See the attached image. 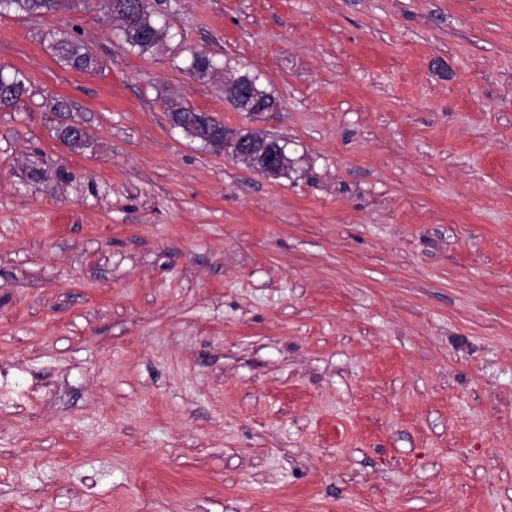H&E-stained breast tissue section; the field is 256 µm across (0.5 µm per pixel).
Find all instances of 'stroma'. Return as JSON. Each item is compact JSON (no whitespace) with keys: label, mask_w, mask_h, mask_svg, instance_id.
Listing matches in <instances>:
<instances>
[{"label":"stroma","mask_w":512,"mask_h":512,"mask_svg":"<svg viewBox=\"0 0 512 512\" xmlns=\"http://www.w3.org/2000/svg\"><path fill=\"white\" fill-rule=\"evenodd\" d=\"M150 3L146 54L92 4L0 14V512H512V0ZM57 34L51 33V48L58 53L65 66L77 70H88L93 67L96 60L85 43L79 39L69 37L62 33L59 39ZM4 68H0V111L5 109H16L22 96L26 95L24 79L18 74L12 77L3 74ZM170 119L175 127L182 129L189 137L200 140L204 145L210 146L207 142V135L213 133L220 135L229 134L224 124L211 116H202L199 111L183 106L175 105L170 108ZM232 131V130H230ZM281 141L261 135V138L253 142H237L234 139L225 140L224 147L232 149V154L237 159H247L250 167L257 172L270 176L279 165H290L291 159L285 150L280 146ZM212 147V146H210ZM224 147H212L216 151L224 150Z\"/></svg>","instance_id":"35a3bbf8"}]
</instances>
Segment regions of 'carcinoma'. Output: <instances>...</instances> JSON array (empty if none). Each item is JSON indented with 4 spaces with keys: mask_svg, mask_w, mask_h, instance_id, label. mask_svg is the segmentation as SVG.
Segmentation results:
<instances>
[{
    "mask_svg": "<svg viewBox=\"0 0 512 512\" xmlns=\"http://www.w3.org/2000/svg\"><path fill=\"white\" fill-rule=\"evenodd\" d=\"M101 7L106 9L113 18L120 21L119 30L122 40L128 46L145 54L160 46L168 37V29L159 26L153 19V12L149 10L148 0H143V5L133 9L129 0H99ZM89 3V0H0V10L15 8L29 16H41L44 14L59 12L62 10H78L80 6ZM51 48L58 53L64 65L77 69L87 70L93 67L96 60L89 48L82 41L62 35L56 37L51 34ZM190 73L202 78L215 70L213 58L204 51L191 53L188 66ZM254 98V107L251 114L255 115L264 111L268 99L272 95L263 89L258 79L246 78ZM24 79L18 75H4V68H0V111L16 109L22 96L26 95ZM171 122L182 129L189 137L206 142L207 135L224 136L228 134V128L211 116H203L199 111L183 106L175 105L170 108ZM70 124L61 122L56 127V138L69 148H81L86 145V138L73 137L69 134Z\"/></svg>",
    "mask_w": 512,
    "mask_h": 512,
    "instance_id": "carcinoma-1",
    "label": "carcinoma"
}]
</instances>
